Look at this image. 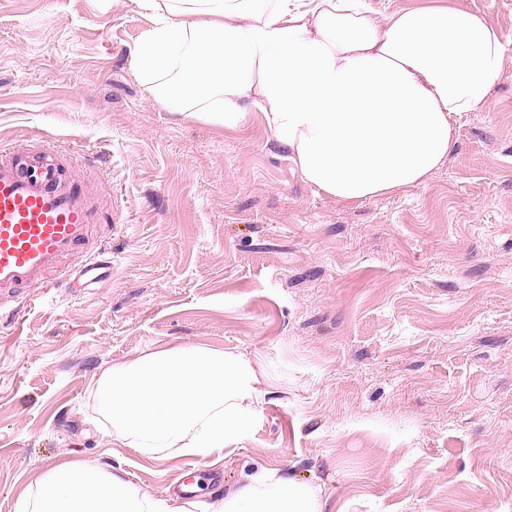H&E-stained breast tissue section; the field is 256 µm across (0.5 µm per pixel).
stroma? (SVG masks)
Segmentation results:
<instances>
[{
	"instance_id": "1",
	"label": "stroma",
	"mask_w": 512,
	"mask_h": 512,
	"mask_svg": "<svg viewBox=\"0 0 512 512\" xmlns=\"http://www.w3.org/2000/svg\"><path fill=\"white\" fill-rule=\"evenodd\" d=\"M509 55L424 186L355 205L314 194L256 113L178 122L134 75L136 0H0V145L72 166L112 212V277L0 323V512L55 463L140 491L222 497L258 463L332 512H512V0ZM255 354L260 416L222 458H136L92 387L142 352Z\"/></svg>"
}]
</instances>
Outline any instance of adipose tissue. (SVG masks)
I'll return each instance as SVG.
<instances>
[{"label": "adipose tissue", "mask_w": 512, "mask_h": 512, "mask_svg": "<svg viewBox=\"0 0 512 512\" xmlns=\"http://www.w3.org/2000/svg\"><path fill=\"white\" fill-rule=\"evenodd\" d=\"M153 21L131 56L181 120L229 130L258 112L316 194L360 203L425 185L465 113L489 103L505 57L488 16L449 5L383 18L359 0H137ZM265 371L246 352L185 344L113 365L92 392L113 442L154 461L233 451ZM103 467H52L16 512H194ZM322 486L260 463L208 512H327Z\"/></svg>", "instance_id": "adipose-tissue-1"}]
</instances>
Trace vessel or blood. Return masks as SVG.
Returning a JSON list of instances; mask_svg holds the SVG:
<instances>
[{
	"label": "vessel or blood",
	"mask_w": 512,
	"mask_h": 512,
	"mask_svg": "<svg viewBox=\"0 0 512 512\" xmlns=\"http://www.w3.org/2000/svg\"><path fill=\"white\" fill-rule=\"evenodd\" d=\"M104 219L62 164L18 163L0 150V317L63 284L112 276Z\"/></svg>",
	"instance_id": "b4317fda"
}]
</instances>
